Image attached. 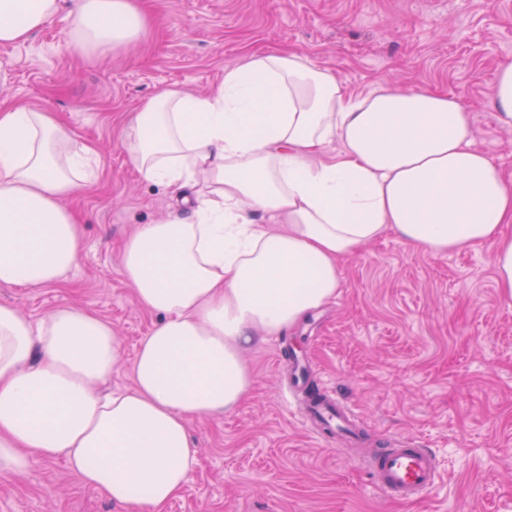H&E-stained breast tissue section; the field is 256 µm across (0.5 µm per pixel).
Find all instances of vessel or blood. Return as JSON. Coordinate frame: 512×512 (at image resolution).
Returning <instances> with one entry per match:
<instances>
[{
	"instance_id": "vessel-or-blood-1",
	"label": "vessel or blood",
	"mask_w": 512,
	"mask_h": 512,
	"mask_svg": "<svg viewBox=\"0 0 512 512\" xmlns=\"http://www.w3.org/2000/svg\"><path fill=\"white\" fill-rule=\"evenodd\" d=\"M307 414L320 430L343 434L354 442L360 439L359 430L351 423L350 412L338 397L328 395L308 405ZM361 464L380 490L401 502L425 497L437 487L440 479L433 452L406 442H393L375 449Z\"/></svg>"
}]
</instances>
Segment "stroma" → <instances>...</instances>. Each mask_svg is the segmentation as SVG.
I'll return each mask as SVG.
<instances>
[{"label": "stroma", "mask_w": 512, "mask_h": 512, "mask_svg": "<svg viewBox=\"0 0 512 512\" xmlns=\"http://www.w3.org/2000/svg\"><path fill=\"white\" fill-rule=\"evenodd\" d=\"M130 44L86 58L64 43L66 15L0 45V104L50 113L96 152V178L65 199L84 248L65 282L0 288L31 318L65 304L111 322L124 359L109 389L132 384L138 344L159 319L118 272L135 225L181 212L183 196L145 180L122 146L132 112L165 88L205 93L258 51H298L333 69L353 96L393 79L456 97L473 142L512 184V128L491 106L512 62V0H140ZM341 287L286 330L288 347L366 430L431 449L435 491L401 503L375 489L356 451L313 434L287 401L275 340L245 353L254 371L232 412L189 424L198 465L162 512H512V303L492 248L434 255L389 232L340 263ZM0 512H125L80 485L60 460L24 478L0 472Z\"/></svg>", "instance_id": "obj_1"}]
</instances>
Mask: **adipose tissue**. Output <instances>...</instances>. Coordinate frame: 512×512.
Here are the masks:
<instances>
[{"label":"adipose tissue","mask_w":512,"mask_h":512,"mask_svg":"<svg viewBox=\"0 0 512 512\" xmlns=\"http://www.w3.org/2000/svg\"><path fill=\"white\" fill-rule=\"evenodd\" d=\"M63 2L0 0V44L26 41ZM71 2L63 40L85 56L145 23L138 0ZM124 141L144 179L192 191L122 249L120 275L160 320L132 386L104 394L122 356L110 322L67 305L34 320L1 301L0 472L61 460L126 512H161L197 466L188 422L250 392L247 346L326 304L340 260L389 231L433 254L492 243L512 302V186L472 148L451 96L386 81L356 98L306 54L256 52L209 93L161 91ZM93 154L50 114L0 106L1 288L59 284L77 266L83 242L63 201L86 188Z\"/></svg>","instance_id":"obj_1"}]
</instances>
